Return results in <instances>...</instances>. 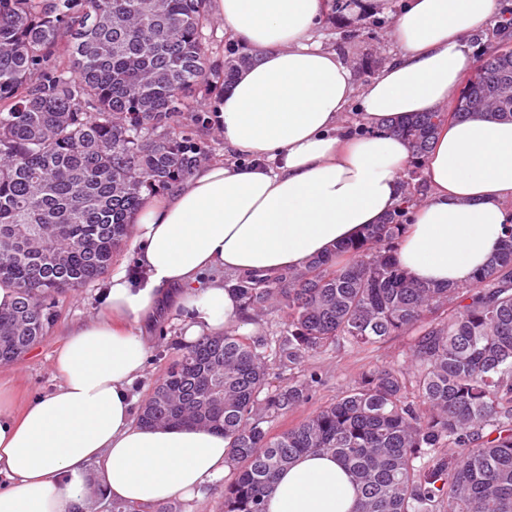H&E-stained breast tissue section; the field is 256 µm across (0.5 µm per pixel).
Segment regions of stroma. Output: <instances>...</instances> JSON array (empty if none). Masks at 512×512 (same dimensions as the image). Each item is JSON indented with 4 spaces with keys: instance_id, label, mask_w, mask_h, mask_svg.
<instances>
[{
    "instance_id": "35a3bbf8",
    "label": "stroma",
    "mask_w": 512,
    "mask_h": 512,
    "mask_svg": "<svg viewBox=\"0 0 512 512\" xmlns=\"http://www.w3.org/2000/svg\"><path fill=\"white\" fill-rule=\"evenodd\" d=\"M403 0H388L386 10L374 14L348 9L336 20L322 19L314 32L324 48L337 55L353 70L358 83L369 82L381 68L400 53L391 38L395 16ZM102 281H94L57 298V315L46 337L16 361L0 364V381L13 386L15 407L23 409L36 395L52 391L58 383L50 357L64 334L76 323L93 319L101 308ZM182 310L176 303L165 307L151 330L152 351L142 379L136 381L133 392L145 399L170 361L183 350L179 341ZM412 342L410 336L394 335L382 342L361 348L338 347L311 358L310 365L319 371L324 383L309 402L302 404L288 417L277 421L274 432L284 431L306 416L333 401L340 392L362 374L375 367L403 360Z\"/></svg>"
}]
</instances>
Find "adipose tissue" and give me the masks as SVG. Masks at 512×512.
I'll use <instances>...</instances> for the list:
<instances>
[{"instance_id": "ef3b65f1", "label": "adipose tissue", "mask_w": 512, "mask_h": 512, "mask_svg": "<svg viewBox=\"0 0 512 512\" xmlns=\"http://www.w3.org/2000/svg\"><path fill=\"white\" fill-rule=\"evenodd\" d=\"M255 62L217 99L231 163L195 169L135 217L137 274L113 267L101 312L51 358L58 384L23 411L0 382V512H83L91 496L152 506L221 481L222 434L141 426L132 389L147 330L170 300L181 339L236 326L241 301L224 274L272 277L306 267L395 210L412 160L396 122L446 105L471 67L467 37L500 0H406L393 23L400 56L367 84L312 39L325 0H211ZM360 99L359 127L343 122ZM429 198L395 248L413 280L462 286L497 253L512 223V121L486 114L443 125L423 158ZM356 486L328 455L282 470L266 512H354Z\"/></svg>"}]
</instances>
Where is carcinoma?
Returning <instances> with one entry per match:
<instances>
[{"label":"carcinoma","mask_w":512,"mask_h":512,"mask_svg":"<svg viewBox=\"0 0 512 512\" xmlns=\"http://www.w3.org/2000/svg\"><path fill=\"white\" fill-rule=\"evenodd\" d=\"M211 24L209 0H0V282L17 289L0 307V364L44 338L49 298L106 272L143 195L202 159L182 118L200 111L201 88L226 87L250 63L233 52L211 63ZM64 35L69 53L56 57ZM477 113L512 120V48L483 55L453 112L393 132L419 160L445 122ZM422 192L407 183L383 223L302 270L225 279L249 321L276 304L275 331L202 338L141 404L143 426L224 434L237 466L224 512H265L277 474L303 454L347 469L355 512H512V234L470 284L414 283L393 252ZM399 334L413 337L404 361L272 433L322 384L311 357ZM273 360L288 385L270 381Z\"/></svg>","instance_id":"carcinoma-1"}]
</instances>
